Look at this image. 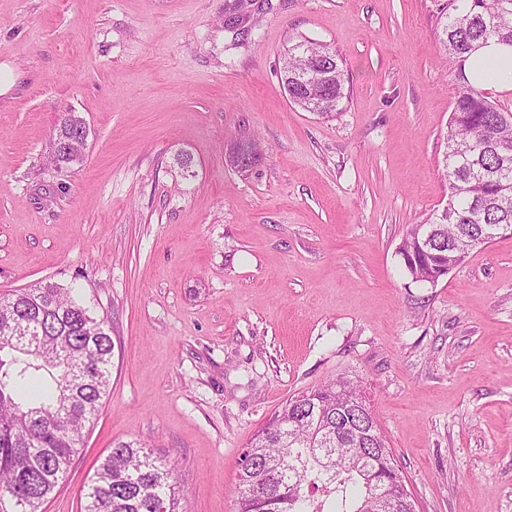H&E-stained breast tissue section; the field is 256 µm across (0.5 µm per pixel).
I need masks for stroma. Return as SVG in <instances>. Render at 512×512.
I'll list each match as a JSON object with an SVG mask.
<instances>
[{"label":"stroma","mask_w":512,"mask_h":512,"mask_svg":"<svg viewBox=\"0 0 512 512\" xmlns=\"http://www.w3.org/2000/svg\"><path fill=\"white\" fill-rule=\"evenodd\" d=\"M234 2L0 0V295L74 289L114 341L45 512H80L99 457L137 439L182 512H233L253 435L337 376L369 393L417 512H512V236L432 284L397 253L448 201L451 0H251L242 37ZM303 39L346 62L335 117L283 91ZM70 109L90 134L60 170ZM240 136L262 150L245 172ZM68 113L64 118L63 115L58 120L56 133L51 143L50 159L58 169L65 168L71 164H78L82 162V156H75L71 151H63L56 149L55 145L63 141L76 142L80 135V129L85 126V120L76 114V112Z\"/></svg>","instance_id":"35a3bbf8"}]
</instances>
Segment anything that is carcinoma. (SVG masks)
Returning <instances> with one entry per match:
<instances>
[{
    "mask_svg": "<svg viewBox=\"0 0 512 512\" xmlns=\"http://www.w3.org/2000/svg\"><path fill=\"white\" fill-rule=\"evenodd\" d=\"M490 38L512 44V0H465L446 16L441 41L465 58ZM288 100L329 117L350 94L329 47L288 48ZM85 120L59 118L50 149L62 169L82 157L55 148L77 141ZM256 141L237 161H259ZM444 172L448 215L412 224L398 255L416 282L433 283L462 240L497 239L512 224V113L467 80L448 123ZM114 342L107 320L50 282L0 296V512H42L79 455L83 430L109 393ZM171 462L141 441H118L80 488L81 512H179ZM235 512H416L364 388L340 376L290 398L240 457Z\"/></svg>",
    "mask_w": 512,
    "mask_h": 512,
    "instance_id": "1",
    "label": "carcinoma"
}]
</instances>
